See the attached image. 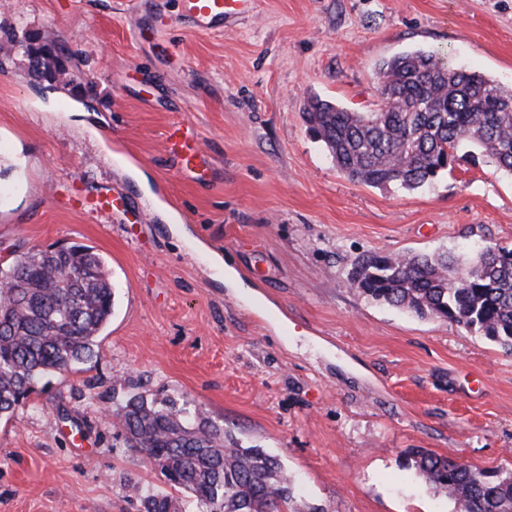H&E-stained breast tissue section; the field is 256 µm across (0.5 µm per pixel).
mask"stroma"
Masks as SVG:
<instances>
[{"instance_id":"obj_1","label":"stroma","mask_w":512,"mask_h":512,"mask_svg":"<svg viewBox=\"0 0 512 512\" xmlns=\"http://www.w3.org/2000/svg\"><path fill=\"white\" fill-rule=\"evenodd\" d=\"M161 4L0 7V261L85 245L115 288L96 357L0 418V512H138L163 482L105 423L134 395L277 456L306 510L455 512L411 458L512 468V355L347 273L370 252L512 248V177L461 148L425 188L360 184L302 113L375 109L379 64L415 49L511 87L512 0H255L221 33L174 23L171 54L134 37ZM49 42L68 85L31 68ZM175 120L200 178L166 151ZM110 197L132 205L98 215Z\"/></svg>"}]
</instances>
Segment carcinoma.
<instances>
[{"instance_id": "obj_1", "label": "carcinoma", "mask_w": 512, "mask_h": 512, "mask_svg": "<svg viewBox=\"0 0 512 512\" xmlns=\"http://www.w3.org/2000/svg\"><path fill=\"white\" fill-rule=\"evenodd\" d=\"M379 107L351 112L313 97L303 112L350 180L416 190L434 182L463 144L512 176V88L458 68L437 51H407L377 71ZM368 300L455 323L512 354V249L486 246L464 268L446 253H369L347 274ZM0 418L45 377L97 355L114 288L84 245L30 247L0 267ZM108 425L196 512H297L292 476L261 448H242L224 427L173 402L130 397ZM418 476L456 512H512V469L488 473L418 452ZM142 512H176L173 497L141 494Z\"/></svg>"}]
</instances>
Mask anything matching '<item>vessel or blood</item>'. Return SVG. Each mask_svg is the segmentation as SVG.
<instances>
[{
  "instance_id": "vessel-or-blood-1",
  "label": "vessel or blood",
  "mask_w": 512,
  "mask_h": 512,
  "mask_svg": "<svg viewBox=\"0 0 512 512\" xmlns=\"http://www.w3.org/2000/svg\"><path fill=\"white\" fill-rule=\"evenodd\" d=\"M178 4L180 9L176 18H153L149 21L154 33L159 36L158 47L165 52L171 50L172 45L164 32L173 22L178 21L202 31L221 30L248 14L253 0H178ZM165 137L171 142L169 154L177 171L185 176L192 175L202 160L198 143L178 123L168 128Z\"/></svg>"
}]
</instances>
